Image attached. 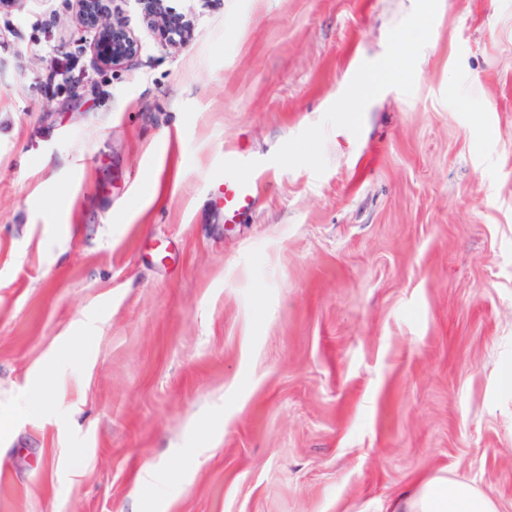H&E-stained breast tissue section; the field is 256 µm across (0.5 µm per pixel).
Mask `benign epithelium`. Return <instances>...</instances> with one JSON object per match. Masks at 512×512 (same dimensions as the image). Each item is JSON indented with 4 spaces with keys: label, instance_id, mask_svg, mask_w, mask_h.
Here are the masks:
<instances>
[{
    "label": "benign epithelium",
    "instance_id": "7a95c632",
    "mask_svg": "<svg viewBox=\"0 0 512 512\" xmlns=\"http://www.w3.org/2000/svg\"><path fill=\"white\" fill-rule=\"evenodd\" d=\"M114 0H75L80 31L93 33L92 52L98 67L117 70L139 53L140 44L125 21L115 15ZM143 19L170 45H181L190 36V21L186 16L163 6L164 0H137Z\"/></svg>",
    "mask_w": 512,
    "mask_h": 512
}]
</instances>
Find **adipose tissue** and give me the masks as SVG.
Returning <instances> with one entry per match:
<instances>
[{
  "label": "adipose tissue",
  "instance_id": "1",
  "mask_svg": "<svg viewBox=\"0 0 512 512\" xmlns=\"http://www.w3.org/2000/svg\"><path fill=\"white\" fill-rule=\"evenodd\" d=\"M382 512H502L500 503L469 482L432 476L390 496Z\"/></svg>",
  "mask_w": 512,
  "mask_h": 512
}]
</instances>
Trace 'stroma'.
<instances>
[{
	"label": "stroma",
	"instance_id": "1",
	"mask_svg": "<svg viewBox=\"0 0 512 512\" xmlns=\"http://www.w3.org/2000/svg\"><path fill=\"white\" fill-rule=\"evenodd\" d=\"M165 4L186 45L115 0L119 70L67 0L0 16V512H512V0ZM260 195L259 179L253 175H229L224 171V222L240 224V219L253 211ZM28 396L39 410H46L53 397V380L51 377L35 378L28 389ZM382 512H503L490 494L469 482L432 476L411 490L398 492L384 503Z\"/></svg>",
	"mask_w": 512,
	"mask_h": 512
}]
</instances>
